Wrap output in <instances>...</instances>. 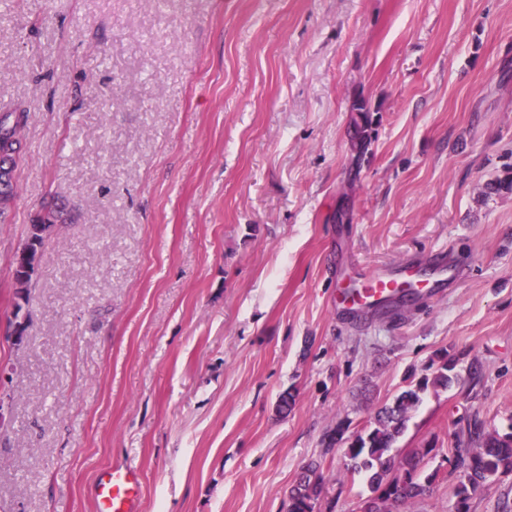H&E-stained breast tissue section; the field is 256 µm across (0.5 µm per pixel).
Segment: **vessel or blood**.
<instances>
[{
  "mask_svg": "<svg viewBox=\"0 0 512 512\" xmlns=\"http://www.w3.org/2000/svg\"><path fill=\"white\" fill-rule=\"evenodd\" d=\"M448 277L445 267H437L434 277H424L412 267H402L396 272L374 271L360 276L357 282L338 279L334 300L339 310L356 312L386 303L398 285L410 281L427 289L438 287ZM141 479L138 469L130 466H113L100 472L95 484L97 512H136Z\"/></svg>",
  "mask_w": 512,
  "mask_h": 512,
  "instance_id": "1",
  "label": "vessel or blood"
}]
</instances>
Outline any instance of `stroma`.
I'll return each mask as SVG.
<instances>
[{
	"mask_svg": "<svg viewBox=\"0 0 512 512\" xmlns=\"http://www.w3.org/2000/svg\"><path fill=\"white\" fill-rule=\"evenodd\" d=\"M17 107L0 512H95L99 471L126 463L139 512H286L312 460L321 512H361L367 482L323 435L444 353L455 384L397 446L438 473L406 512H454L473 422L512 425V190L482 194L512 179V0H0V112ZM51 202L66 220L18 344L13 261ZM441 259L459 276L437 295L333 304L337 272Z\"/></svg>",
	"mask_w": 512,
	"mask_h": 512,
	"instance_id": "1",
	"label": "stroma"
}]
</instances>
